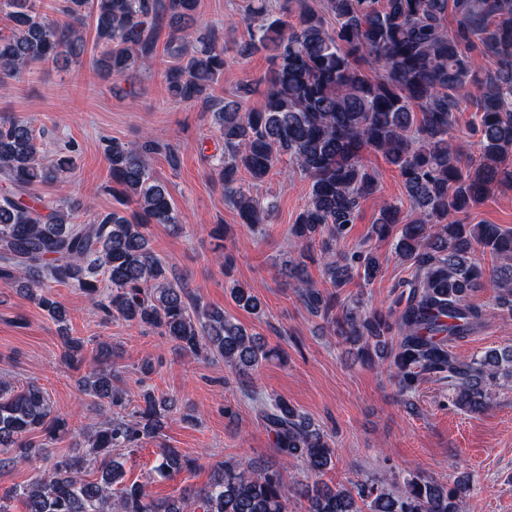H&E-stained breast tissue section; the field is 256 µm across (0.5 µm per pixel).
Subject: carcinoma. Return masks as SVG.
<instances>
[{
    "mask_svg": "<svg viewBox=\"0 0 512 512\" xmlns=\"http://www.w3.org/2000/svg\"><path fill=\"white\" fill-rule=\"evenodd\" d=\"M248 0L247 35L236 55L264 53L270 73L264 104L245 110L223 102L216 112L224 152L211 156V169L241 223H268L274 205L252 195L250 184L265 181L283 157L307 176L309 200L288 234L295 242L288 260L294 293L305 310L320 316L345 340L374 351L403 393L424 375L448 381L452 403L480 412L492 403L491 386L512 378V346L461 358L453 345L479 331L485 309L470 295L489 284L497 306L512 317V228L468 224L470 212L502 186L512 188V0ZM198 0H64L66 20L39 9L37 0H0L7 25L0 30V79H18L40 62H70L84 53L83 26L94 20L100 48L98 68L125 77L156 57V32L166 19L171 32L164 70L167 90L179 102H196L224 74V44L215 31L198 33ZM455 26L447 27V15ZM475 109L477 152L463 157L451 143L456 114ZM382 154L399 173L415 213L409 219L396 203L385 205L373 234L390 238L394 254L410 264V279L394 307L366 310L341 298L358 277L365 283L381 270L371 248L336 249L359 216L362 202L376 193L378 178L363 153ZM106 160L122 202L136 206L132 218L104 212L76 222L83 203L36 193L41 185L65 190L73 160L67 153L48 160L35 129L24 119L0 117V284L17 286L59 323L66 311L53 299L49 282L68 285L95 301L108 317L155 329L196 357L247 373L270 358L260 339L170 277L148 246L147 226L179 223L166 186L154 175L152 156L167 144L146 139L129 145L109 140ZM319 247L327 291L310 277L306 260ZM496 263L485 268L477 252ZM109 288L100 294L101 280ZM245 310L260 308L253 287L229 285ZM98 347V366L81 380L86 394L103 407L104 421L90 436L93 457L59 454L49 448L65 431L52 415L44 391L33 384L15 388L0 381V468L35 458L49 461L28 484L12 492L24 512H184L186 503L152 498L138 483L122 484L112 449L133 452L158 436L163 413L174 402L148 392L135 419L116 412L124 406L114 385L120 372ZM262 417L281 456L321 477L335 455L334 442L286 401L265 403ZM40 431L45 438L34 440ZM101 479L82 478L90 462ZM190 463L174 448L158 451L155 467L168 476ZM454 487L419 474L395 491L386 479L349 487L317 480L299 482L296 494L308 512H459ZM290 497L280 472L250 463L220 462L207 486L194 496L199 512H289Z\"/></svg>",
    "mask_w": 512,
    "mask_h": 512,
    "instance_id": "cac0c4a2",
    "label": "carcinoma"
}]
</instances>
